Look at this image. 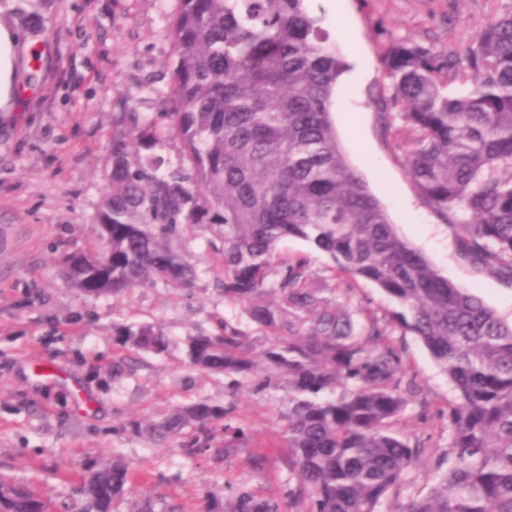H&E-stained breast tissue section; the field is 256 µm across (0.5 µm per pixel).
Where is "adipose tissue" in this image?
Segmentation results:
<instances>
[{
    "label": "adipose tissue",
    "mask_w": 512,
    "mask_h": 512,
    "mask_svg": "<svg viewBox=\"0 0 512 512\" xmlns=\"http://www.w3.org/2000/svg\"><path fill=\"white\" fill-rule=\"evenodd\" d=\"M30 49L13 24L0 20V112L18 111L22 103L21 67Z\"/></svg>",
    "instance_id": "ef3b65f1"
}]
</instances>
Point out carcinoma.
I'll list each match as a JSON object with an SVG mask.
<instances>
[{"mask_svg": "<svg viewBox=\"0 0 512 512\" xmlns=\"http://www.w3.org/2000/svg\"><path fill=\"white\" fill-rule=\"evenodd\" d=\"M172 108L157 119L112 113V164L96 215L103 246L59 258L86 296L121 297L196 272L183 231L224 227V299L245 306L253 338L226 319L185 338L190 369L224 377L227 393L288 392L278 452L252 442L237 406L201 398L116 431L176 443L217 466L246 454V478L199 490L202 512H375L419 461L398 424L415 376L392 340L410 332L448 375L454 464L403 512H512V322L456 286L407 240L348 163L331 120L346 63L305 0H180ZM391 95L383 131L400 122L405 162L425 206L453 231L460 254L512 287V11L490 18L457 53L412 38L381 56ZM178 140L187 166L165 170L159 149ZM299 238L340 277L374 284L401 310L352 313L314 288L306 261L283 257ZM276 286L266 287L270 275ZM112 363L91 369L105 391L135 354L160 356L169 336L150 324L112 325ZM287 475L275 482L273 469ZM77 512H113L135 470L115 454L73 476ZM0 512H55L30 481L0 474Z\"/></svg>", "mask_w": 512, "mask_h": 512, "instance_id": "obj_1", "label": "carcinoma"}]
</instances>
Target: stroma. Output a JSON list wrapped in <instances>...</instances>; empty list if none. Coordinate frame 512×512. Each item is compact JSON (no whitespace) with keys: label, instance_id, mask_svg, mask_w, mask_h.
Returning a JSON list of instances; mask_svg holds the SVG:
<instances>
[{"label":"stroma","instance_id":"1","mask_svg":"<svg viewBox=\"0 0 512 512\" xmlns=\"http://www.w3.org/2000/svg\"><path fill=\"white\" fill-rule=\"evenodd\" d=\"M178 7V0H0V17L34 48L22 72L28 93L22 111L0 115V472L37 477L57 504L70 492L57 471L98 454L119 453L137 469L135 490L114 512H141L148 500L157 512H198V489L244 475L242 455L218 471L115 430L131 415L157 417L175 404L223 399V378L184 361V338L197 328L222 319L249 325L243 306L216 290L222 272L212 245L223 226L184 233L182 247L197 276L182 287L147 284L123 297H86L58 265L64 253L99 243L96 214L119 98L149 120L170 107V20ZM306 7L347 64L332 119L350 164L403 238L451 282L511 321L512 287L461 257L451 229L425 206L408 174L405 133L382 132L389 89L379 56L392 39L404 37L456 51L492 15L511 11L512 0H336L332 6L307 0ZM279 250L305 258L313 285L334 289L337 304L381 315L395 310L373 284L334 277L331 259L307 242L289 238ZM116 323L155 325L171 343L164 356H142L135 374L105 393L90 383L87 369L111 362ZM392 339L419 386L403 413L404 429L426 448L379 512H400L427 491L437 464L446 463L448 421L440 412L454 397L447 375L416 336L397 328ZM235 400L255 443L274 442L285 391L242 389Z\"/></svg>","mask_w":512,"mask_h":512}]
</instances>
